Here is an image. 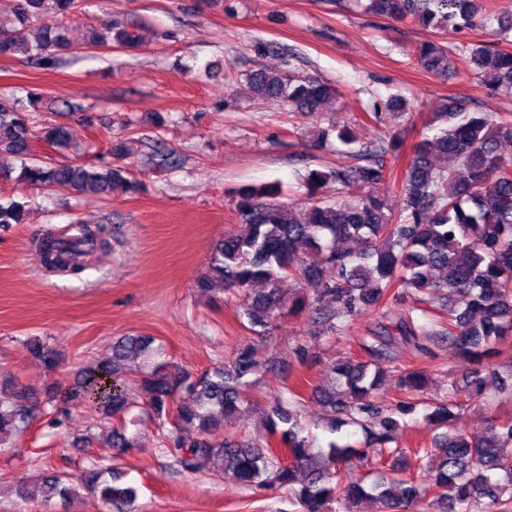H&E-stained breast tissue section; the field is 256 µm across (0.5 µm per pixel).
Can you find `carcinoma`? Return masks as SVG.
Instances as JSON below:
<instances>
[{
	"label": "carcinoma",
	"instance_id": "obj_1",
	"mask_svg": "<svg viewBox=\"0 0 512 512\" xmlns=\"http://www.w3.org/2000/svg\"><path fill=\"white\" fill-rule=\"evenodd\" d=\"M76 8V0H17V25L0 24V55L27 53L35 65L55 62L70 53L66 25L59 18ZM366 8L394 21L408 18L435 33L461 31L481 21V0H367ZM38 26L32 42L29 30ZM138 37L110 24L88 31L90 49L133 48ZM475 67L491 84L512 90V49L482 44L465 46ZM414 56L426 71L445 76L447 47L425 40ZM248 83L260 101L275 100L290 112L310 115L323 110L336 89L315 74H298L287 58L274 69L251 72ZM41 95L0 97V157L8 154L21 161L16 181L40 187H58L74 194L93 186L110 192L119 187L136 193L140 183L121 165L87 168L80 164L43 163L35 160L32 144L45 142L64 154L75 147L71 130L64 124L30 123L39 111ZM436 133L425 135L413 146L412 157L401 178L400 209L387 203L383 186L390 172L379 163L312 170L305 183L304 213L277 201L280 188L246 185L233 196V210L242 234L228 233L209 258L207 271L195 283L205 293L216 284L244 294L242 315L251 330L266 334L284 312L300 313L321 303L322 319L335 332L347 319L371 306L384 310L387 324L372 333L364 349L370 360L352 357L333 365L339 386L316 390V401L330 414L329 426L375 428L377 447L367 450L329 443L328 450L312 453L298 418L299 396L279 399L271 407L267 426L271 437L288 449L282 461L271 448L253 439L239 440L221 434L224 422L237 413L243 389L260 371L250 349L240 351L229 365L216 366L194 375L163 359L164 351L150 336H122L112 344V359L83 368L68 391L64 405L55 406L52 425L62 426L69 404L88 406L106 419L147 414L163 432L166 456L183 473L206 469L215 475L232 471L244 486L275 483L288 490L299 512H334L329 501L338 489L353 501L372 498L378 512H406L424 500L415 478L372 483V495L364 478L352 474L354 463L379 465L391 460V468L425 470L429 492L444 504L446 512H478L481 500L491 501L497 512H512V418L492 420L491 436L471 438L453 424L452 407L461 401L486 396L511 397L512 374H482L475 369L461 380H448V399L427 406L426 419L448 425V433L429 448L407 454L391 448L398 442L399 421L420 399L425 379L418 371L399 377L404 399L385 409L375 401L376 391L389 374L387 365L396 356V340L416 348L430 341L446 342L479 363L501 354L499 345L512 336V155L501 143L512 142V113L480 112L466 101L450 96L433 118ZM368 191L354 196L351 188ZM27 205L15 200L0 202V228L23 224ZM107 228L79 225V233L64 240L38 244L42 263L54 270L79 273L84 257L107 245ZM356 241V253L336 247ZM308 251L321 256L317 265L305 262ZM255 282L267 285L261 294H250ZM305 284L313 287V299L294 293ZM410 295L413 305L394 313L388 305ZM428 319L418 323L415 313ZM28 352L47 368L55 366V352L39 341L26 344ZM34 401L25 388L0 382V440L24 432L33 415ZM192 426L197 436L183 429ZM134 436L126 426L112 429L111 445L117 454L133 447ZM510 452H504V449ZM307 472V481L294 488L296 468ZM47 483L67 505L80 491L97 498L109 512H139L138 488L116 464L91 461L83 472L82 489L70 485L62 472H52Z\"/></svg>",
	"mask_w": 512,
	"mask_h": 512
}]
</instances>
